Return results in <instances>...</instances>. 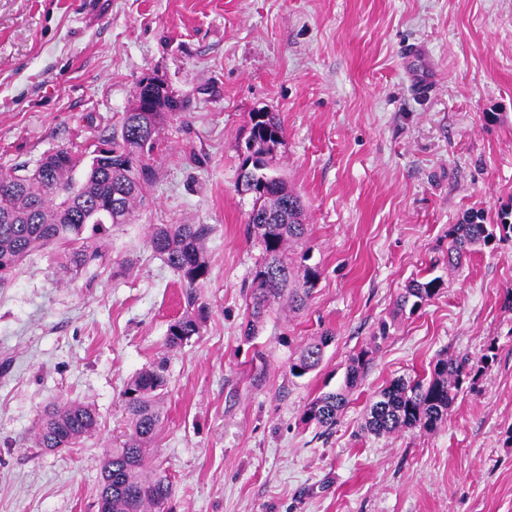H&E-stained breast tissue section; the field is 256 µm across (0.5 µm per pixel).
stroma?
<instances>
[{
	"instance_id": "obj_1",
	"label": "stroma",
	"mask_w": 512,
	"mask_h": 512,
	"mask_svg": "<svg viewBox=\"0 0 512 512\" xmlns=\"http://www.w3.org/2000/svg\"><path fill=\"white\" fill-rule=\"evenodd\" d=\"M413 43L437 70L425 99L404 71ZM147 76L185 108L160 133L144 206L91 238L98 265L64 272L51 246L0 287V512H98V462L125 428L120 393L162 359L147 465L171 477L167 512H512V238L447 269L449 225L512 212V0H0V169L92 152ZM258 110L279 115L273 166L302 201L321 278L305 311L274 310L249 340L260 249L237 182ZM154 224L212 228L209 317L173 353L184 285L148 244ZM430 268L440 294L398 314ZM384 320L390 336L336 425L303 424ZM326 329L320 367L289 377L290 357ZM451 355L482 371L445 423L363 430L380 390ZM75 399L95 406L97 430L37 448L44 410Z\"/></svg>"
}]
</instances>
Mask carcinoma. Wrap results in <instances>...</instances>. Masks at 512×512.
<instances>
[{"label": "carcinoma", "instance_id": "1", "mask_svg": "<svg viewBox=\"0 0 512 512\" xmlns=\"http://www.w3.org/2000/svg\"><path fill=\"white\" fill-rule=\"evenodd\" d=\"M183 104L172 89L157 93L147 112L132 109L123 114L120 131L103 141L88 165L83 156L59 148L42 157L35 168L21 165L0 171V286L33 251L54 244L65 246L67 269L78 272L99 258L87 245V231L97 232L105 224L130 220L157 178L153 155L167 119ZM283 127L274 112L250 114L245 151L256 156L243 191L252 195L247 234L261 248L248 295L244 335L254 337L263 329L274 305L282 300L294 313L304 310L321 271L308 261L305 212L300 197L274 173L272 161L283 143ZM83 176L76 178L80 167ZM211 232L207 224H156L150 233L153 252L183 280V312L167 329L165 348L172 352L200 333L207 311L199 302L198 288L209 274L205 242ZM512 235V224L502 216L499 224H486L482 213H466L459 223L448 225V270L456 271L463 259L478 246H489L497 238ZM443 288L439 276L409 281L397 300V312L411 314L436 297ZM392 324L380 322L369 344L348 357L344 387L315 397L305 408L302 421L327 429L336 425L367 369L371 355L390 335ZM334 336L325 331L311 338L288 365L289 374L301 378L321 364ZM166 360H161L129 379L121 393L127 424L124 439L105 450L100 462L99 497L109 498V512H162L172 496V482L163 471L147 473L144 461L160 422V402L166 390ZM481 368L465 357L439 359L423 379L397 378L382 389L366 408L364 429L381 436L400 431L436 429L448 413L464 383ZM98 414L82 401H64L42 416L36 446L42 449L70 448L93 434Z\"/></svg>", "mask_w": 512, "mask_h": 512}]
</instances>
